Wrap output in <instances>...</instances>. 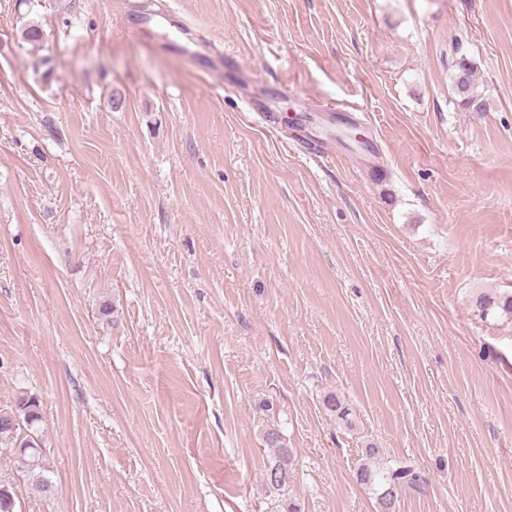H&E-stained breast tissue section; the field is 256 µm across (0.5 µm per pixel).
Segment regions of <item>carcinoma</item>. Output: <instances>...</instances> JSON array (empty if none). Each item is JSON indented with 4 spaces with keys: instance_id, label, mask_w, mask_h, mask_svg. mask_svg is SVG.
Returning <instances> with one entry per match:
<instances>
[{
    "instance_id": "cac0c4a2",
    "label": "carcinoma",
    "mask_w": 512,
    "mask_h": 512,
    "mask_svg": "<svg viewBox=\"0 0 512 512\" xmlns=\"http://www.w3.org/2000/svg\"><path fill=\"white\" fill-rule=\"evenodd\" d=\"M450 87L456 104L462 109L481 112L487 110V100L478 91L475 83L474 66L467 58L462 57L456 63ZM475 307L482 317L497 310L512 314V294L495 297L480 294L475 300ZM324 405L329 412L343 421L348 420L351 414L344 400L335 395L327 396ZM40 422L38 400L24 393L17 397L12 408L0 410V451L11 453L14 463L21 471L33 473L44 469L38 440H33L31 447L27 445L28 434L38 435ZM265 442L276 449V455L264 471L263 482L271 490L285 491L294 478L292 452L283 446L282 437L275 430L267 432ZM380 454V449L372 444L365 447L367 462L357 468L356 481L373 492L377 512H397L402 494L408 490L423 491L427 480L410 465H399L395 468L373 466L372 460Z\"/></svg>"
}]
</instances>
